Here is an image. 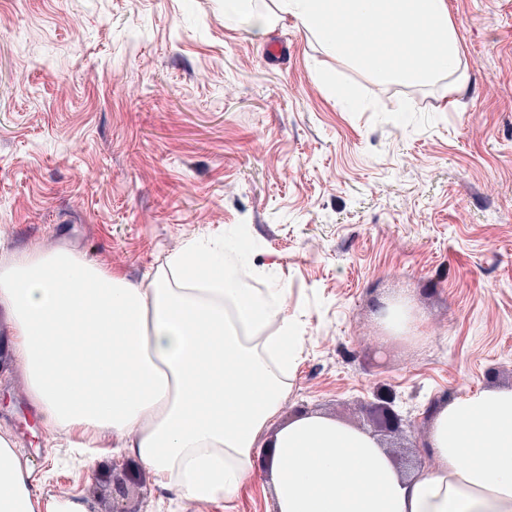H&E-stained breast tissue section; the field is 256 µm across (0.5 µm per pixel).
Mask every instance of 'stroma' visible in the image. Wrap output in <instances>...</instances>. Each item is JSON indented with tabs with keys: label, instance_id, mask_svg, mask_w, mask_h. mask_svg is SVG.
<instances>
[{
	"label": "stroma",
	"instance_id": "stroma-1",
	"mask_svg": "<svg viewBox=\"0 0 512 512\" xmlns=\"http://www.w3.org/2000/svg\"><path fill=\"white\" fill-rule=\"evenodd\" d=\"M448 5L460 66L425 86L328 56L276 0H251L260 32L224 0H0V257L64 246L138 283L233 239L302 336L279 424L328 417L403 466L429 406L512 388V0ZM398 301L424 341L387 329ZM379 389L400 437L372 421ZM1 432L37 496L111 508L125 450L77 460L45 430L0 320ZM134 474L138 512H273L264 469L232 500Z\"/></svg>",
	"mask_w": 512,
	"mask_h": 512
}]
</instances>
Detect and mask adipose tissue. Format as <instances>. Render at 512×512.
<instances>
[{"mask_svg": "<svg viewBox=\"0 0 512 512\" xmlns=\"http://www.w3.org/2000/svg\"><path fill=\"white\" fill-rule=\"evenodd\" d=\"M226 251L187 243L144 286L64 249L1 265L0 313L43 425L82 429L86 448L111 433L187 499H233L265 463L276 512H512V388L448 401L428 442L434 466L409 474L331 419L276 426L301 338ZM274 320L248 345L244 328ZM33 482L0 434V512H86L75 497L34 496Z\"/></svg>", "mask_w": 512, "mask_h": 512, "instance_id": "obj_1", "label": "adipose tissue"}]
</instances>
